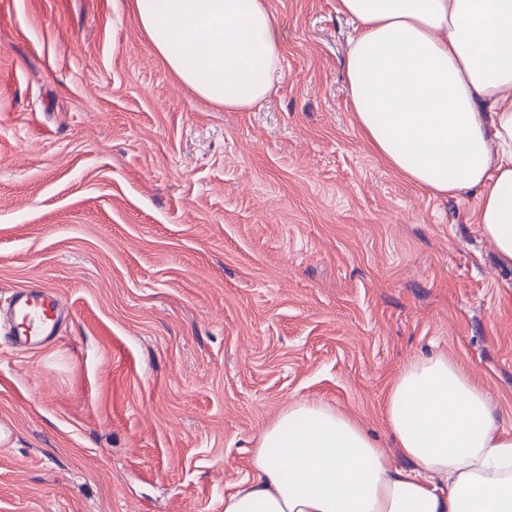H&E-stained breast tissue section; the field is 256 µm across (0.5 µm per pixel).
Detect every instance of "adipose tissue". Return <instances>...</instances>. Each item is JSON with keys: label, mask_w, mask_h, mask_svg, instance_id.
<instances>
[{"label": "adipose tissue", "mask_w": 512, "mask_h": 512, "mask_svg": "<svg viewBox=\"0 0 512 512\" xmlns=\"http://www.w3.org/2000/svg\"><path fill=\"white\" fill-rule=\"evenodd\" d=\"M166 66L225 109L282 80L269 0H132ZM352 19L349 105L373 152L433 194L471 192L512 268V0H336ZM401 458L328 405L289 404L261 434L224 512H512V434L484 387L444 355L404 367L385 397Z\"/></svg>", "instance_id": "ef3b65f1"}]
</instances>
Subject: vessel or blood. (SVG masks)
<instances>
[{"instance_id":"vessel-or-blood-1","label":"vessel or blood","mask_w":512,"mask_h":512,"mask_svg":"<svg viewBox=\"0 0 512 512\" xmlns=\"http://www.w3.org/2000/svg\"><path fill=\"white\" fill-rule=\"evenodd\" d=\"M65 311L64 302L53 289L17 291L5 311H0V327H6L13 349L25 351L56 336Z\"/></svg>"}]
</instances>
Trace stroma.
I'll return each instance as SVG.
<instances>
[{
	"label": "stroma",
	"instance_id": "35a3bbf8",
	"mask_svg": "<svg viewBox=\"0 0 512 512\" xmlns=\"http://www.w3.org/2000/svg\"><path fill=\"white\" fill-rule=\"evenodd\" d=\"M285 77L191 92L129 0H0V304L57 289L51 343L0 339V512H224L288 403L397 456L385 393L456 359L512 432V269L362 139L336 0H270Z\"/></svg>",
	"mask_w": 512,
	"mask_h": 512
}]
</instances>
